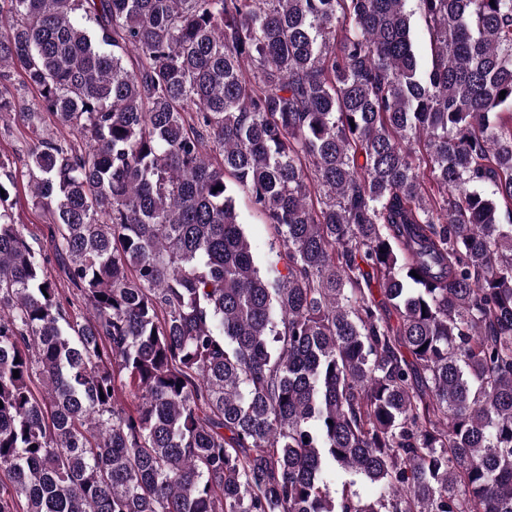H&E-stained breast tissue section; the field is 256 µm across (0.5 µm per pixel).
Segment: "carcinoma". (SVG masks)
Returning a JSON list of instances; mask_svg holds the SVG:
<instances>
[{
    "mask_svg": "<svg viewBox=\"0 0 512 512\" xmlns=\"http://www.w3.org/2000/svg\"><path fill=\"white\" fill-rule=\"evenodd\" d=\"M6 116L0 512H512V0H0ZM30 142V134L24 128H11L9 131L2 130L0 133V154H6L16 162L17 181L19 182L20 192L17 196V205L13 212L18 224L25 226V234L28 241L36 246L35 242H39L44 246V250L48 253L50 264L47 266V274L49 278L57 284L60 294L65 298H72L76 293L71 283L67 281L65 276L59 270L52 250L49 246V215L39 206L34 204L30 198L28 190L27 169L24 165L26 150ZM236 210L243 223V230L251 244L254 257L259 266L264 265L265 257L271 247L275 245V233L262 214L255 210L249 193L244 189H237L234 195Z\"/></svg>",
    "mask_w": 512,
    "mask_h": 512,
    "instance_id": "carcinoma-1",
    "label": "carcinoma"
}]
</instances>
